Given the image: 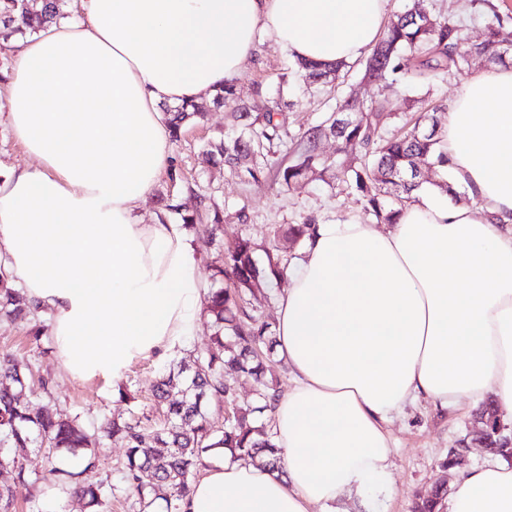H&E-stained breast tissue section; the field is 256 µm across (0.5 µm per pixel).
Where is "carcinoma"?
Masks as SVG:
<instances>
[{
    "instance_id": "obj_1",
    "label": "carcinoma",
    "mask_w": 512,
    "mask_h": 512,
    "mask_svg": "<svg viewBox=\"0 0 512 512\" xmlns=\"http://www.w3.org/2000/svg\"><path fill=\"white\" fill-rule=\"evenodd\" d=\"M63 5L64 0H29L26 4L23 0H0V40H22L68 18ZM498 22V18L487 22L482 40L468 45L461 25L431 13L426 0H409L368 51L362 63L364 77L404 82L415 88L449 71L466 73L473 56H482L490 64H504L509 54L500 45ZM347 67L346 62L325 65L296 59L290 71L307 89L319 91ZM212 104L230 108L240 121V129L204 144L214 163L224 165L247 184L261 185L274 179L289 187L315 172L320 141L332 135L341 140L340 151L357 154V163L336 165V174L346 177L364 208L379 223H394L401 208L414 201L422 187L421 167L429 166L443 175L448 166L438 119V113L446 111L443 104L419 115L411 127L386 137L381 125L391 111L388 101L361 106L350 94L340 97L328 118L300 136L288 161L279 155L286 135L279 105L264 112L251 111L234 80L224 83L212 97ZM353 111L361 116L349 122L344 114ZM164 112L175 141L181 139L186 124H198L205 118L199 102L166 106ZM161 201L165 212L180 216L184 224L203 219L213 224L223 221L219 211L207 210L200 201L191 208L173 193L162 195ZM314 223L307 218L299 224L281 226L277 233L298 242L305 239ZM257 251L250 238L241 237L215 262L213 279L228 281L231 287L211 288L204 298L203 312L213 327L210 346L192 361H182L163 374L155 386V402L166 404L163 425H152L148 415L128 422H103V433L125 448L123 486L106 478H91L99 468L98 449L89 447L85 429L78 419L56 409L32 408L30 396L34 391L27 386L26 375L29 366L8 351L0 352V449L12 448L14 454H0V467L12 468L16 481L24 484L29 482L30 473L20 461V453L28 448L66 451L80 458V467L54 466L50 474L73 490L86 512H105L109 500L120 490L134 496V512H152L159 500L165 503L166 512H184L191 483L203 456L210 451L209 440L214 434L207 405L212 401L221 405L232 398L224 383L227 370L252 379L261 389L263 405L239 408L225 418L222 444L242 459L273 453L272 434L266 424L254 420V413L270 410L277 395L267 379L272 365L262 351L269 338V324L251 312L245 294L281 279L288 265L269 249L264 250L263 260ZM33 313L35 309L24 292L1 274L0 316L14 321ZM447 493V488L440 486L434 497L416 503L414 512H440Z\"/></svg>"
}]
</instances>
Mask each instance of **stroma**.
Returning <instances> with one entry per match:
<instances>
[{
    "mask_svg": "<svg viewBox=\"0 0 512 512\" xmlns=\"http://www.w3.org/2000/svg\"><path fill=\"white\" fill-rule=\"evenodd\" d=\"M435 12L461 21L469 40L483 37V20L499 13L505 22L499 33L502 46L512 48V0H430ZM291 61L287 51L271 39H263L256 56L241 69L237 84L242 93L250 95L255 111L261 112L269 98L282 96L286 108V126L289 139H296L307 128L318 124L327 115V94H309L288 70ZM266 89L263 96L252 93L253 84ZM462 83L450 75L431 86H420L408 91L403 83H374L361 80L357 70H350L340 78L336 94L354 91L363 101L378 97L388 99L394 106L384 122L383 130H399L412 113L409 99L453 101ZM236 120L228 108H209L204 122L190 127L181 141L171 145V162L192 180V186L205 194L213 205L224 213L219 228L198 223L189 233L199 267L203 288H213V264L224 248L238 237L247 235L258 244H265L282 224H294L311 216L317 222L371 223L358 195L336 176L335 170L324 175H313L309 180L281 188L268 183L255 186L215 166L203 154L204 143L211 137L230 132ZM245 210L247 223H239L238 210ZM40 326L43 335L33 341L31 326ZM47 317H36L34 323H8L0 319V351L7 350L28 360L36 375L51 382L52 401L71 415L77 416L89 432H97L106 417L127 419L149 413L151 390L161 373L170 364L188 357L190 352L204 350L212 334L207 316H200L196 332L186 338L183 348L163 357L150 356L134 360L127 368L122 382L130 394L120 399L111 381L96 377L75 380L65 375L56 353L51 352L52 340L47 333ZM474 411L468 406L438 409L426 401L408 406L387 425L392 452L393 492L380 499L376 512H411L417 499L431 495L440 484L452 485L463 470L495 461V454L469 444L468 438ZM461 455L452 466L444 461L450 450ZM23 462L36 474L37 484H17L10 470H0V485L11 486L14 494V512H82V504L70 497L55 502L46 495L50 465L42 452L28 449Z\"/></svg>",
    "mask_w": 512,
    "mask_h": 512,
    "instance_id": "obj_1",
    "label": "stroma"
}]
</instances>
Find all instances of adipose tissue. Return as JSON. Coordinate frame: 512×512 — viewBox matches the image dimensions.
Listing matches in <instances>:
<instances>
[{
	"instance_id": "1",
	"label": "adipose tissue",
	"mask_w": 512,
	"mask_h": 512,
	"mask_svg": "<svg viewBox=\"0 0 512 512\" xmlns=\"http://www.w3.org/2000/svg\"><path fill=\"white\" fill-rule=\"evenodd\" d=\"M387 0H81L23 39L0 125L36 159L0 169V269L50 316L61 367L120 382L196 328L198 262L168 213L142 204L170 164L161 103L235 79L270 38L296 59L350 61ZM453 185L420 192L387 230L315 225L288 268L277 350L293 386L272 412L281 461L202 459L187 512H367L390 490L386 423L426 399L512 415V65L467 77L442 127ZM444 512H512V467L454 481Z\"/></svg>"
}]
</instances>
